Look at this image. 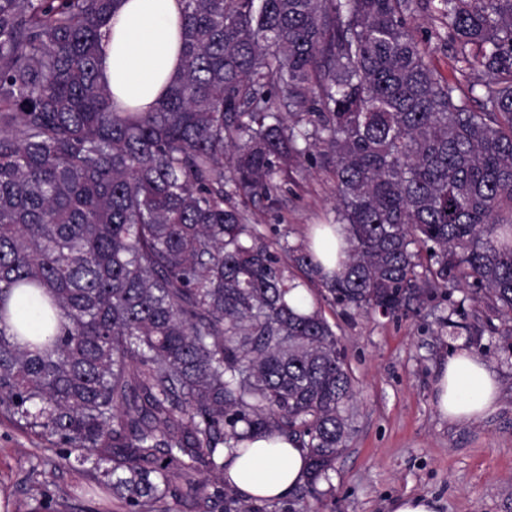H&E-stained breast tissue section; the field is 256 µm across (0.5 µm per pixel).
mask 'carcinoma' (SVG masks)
<instances>
[{"mask_svg": "<svg viewBox=\"0 0 512 512\" xmlns=\"http://www.w3.org/2000/svg\"><path fill=\"white\" fill-rule=\"evenodd\" d=\"M182 5L178 76L153 110L120 112L98 74L114 0H0V413L78 451L64 460L128 512H161L176 475L198 512H276L225 486L224 455L292 437L293 498L319 512L354 381L234 199L324 168L342 270L281 250L326 299L391 317L472 287L512 345V0ZM20 288L50 306L36 343L8 325Z\"/></svg>", "mask_w": 512, "mask_h": 512, "instance_id": "obj_1", "label": "carcinoma"}]
</instances>
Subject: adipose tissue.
Wrapping results in <instances>:
<instances>
[{"instance_id":"1","label":"adipose tissue","mask_w":512,"mask_h":512,"mask_svg":"<svg viewBox=\"0 0 512 512\" xmlns=\"http://www.w3.org/2000/svg\"><path fill=\"white\" fill-rule=\"evenodd\" d=\"M180 0H117L102 28L100 78L119 108L152 110L181 66ZM310 246L327 270H341L348 244L343 226L316 231ZM499 384L482 359L466 349L447 356L433 402L452 423L475 422L496 409ZM305 479V452L283 437H258L226 459L224 480L248 500L288 497Z\"/></svg>"}]
</instances>
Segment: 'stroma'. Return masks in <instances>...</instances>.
<instances>
[{
	"label": "stroma",
	"instance_id": "1",
	"mask_svg": "<svg viewBox=\"0 0 512 512\" xmlns=\"http://www.w3.org/2000/svg\"><path fill=\"white\" fill-rule=\"evenodd\" d=\"M334 203L329 173L303 166L273 204L250 206L249 217L269 242L298 245L333 220ZM308 297L339 336L358 391L347 448L321 486V512H387L405 494L431 497L438 512H512V346L482 293L435 291L419 312L390 318L345 314L313 284ZM462 346L500 384L496 410L469 424L443 420L432 401L442 360ZM54 445L0 415V512H40L49 502L70 512H126L94 493L90 472L58 465Z\"/></svg>",
	"mask_w": 512,
	"mask_h": 512
}]
</instances>
